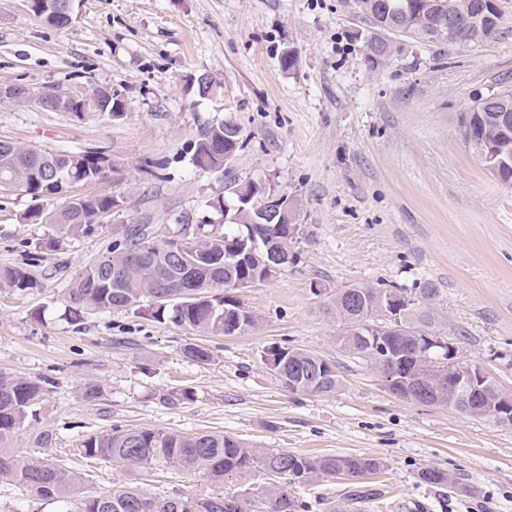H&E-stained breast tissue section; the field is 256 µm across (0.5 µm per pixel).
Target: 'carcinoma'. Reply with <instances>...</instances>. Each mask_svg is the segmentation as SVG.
<instances>
[{
	"instance_id": "1",
	"label": "carcinoma",
	"mask_w": 512,
	"mask_h": 512,
	"mask_svg": "<svg viewBox=\"0 0 512 512\" xmlns=\"http://www.w3.org/2000/svg\"><path fill=\"white\" fill-rule=\"evenodd\" d=\"M414 3L416 9H427L440 4L457 14L464 25L477 22L481 29L479 40L495 36L500 26L495 6L479 11L480 0H358V7L375 29L389 33L406 32L405 7ZM124 99H111L102 104L98 116L112 120L124 115ZM475 129L490 143L511 142L500 128L486 120L478 121ZM245 140L237 134L232 122H215L203 127L195 145L193 165L205 171L224 170V150L239 152ZM118 171L112 154L103 150L51 151L29 148L14 142L0 140V188L17 191L33 201L53 197L63 199L60 208L44 211L39 207L29 211L25 218L54 227L56 236L40 244L46 251H55L63 240L76 239L92 232L103 214L112 211L114 192L109 189L76 197L71 189L85 183L110 184ZM240 181L225 184V193L233 207V220L213 224L207 220L196 225L185 216L176 228L157 232L155 224H136L128 228L121 240H115L101 259L87 265L74 277L63 294L69 315L78 321L87 311H129L158 321L171 322L206 335L229 336L224 327V309L238 311L244 330L256 326V317L245 310L233 289L226 287L231 277L264 280L265 267L258 261L239 264L237 257L259 246L266 251L272 245L277 249L278 269L293 263L297 239L288 235L286 225L262 227L250 237L254 224L253 204L239 202L237 189ZM151 247H145V244ZM171 299L157 301L161 285ZM38 287V280L25 268L0 266V288L23 294ZM190 289L193 297L183 298V290ZM367 290L366 304L353 299L356 290ZM409 302L402 288H377L354 284L336 292L324 308L326 314L345 326L338 343L340 348L355 358L368 361L348 344V326L356 319L348 315L363 312L361 320L369 322L376 315L383 316L399 308V318L407 334L393 340L396 352L406 353L413 346L412 337L420 336L435 326L432 313L424 311L416 320L419 326H410ZM282 353L284 367L279 375L282 382L291 381L292 390L306 394L315 382L312 369L318 357L306 350L290 349L273 343L264 354ZM182 355L198 364L212 361L213 354L205 345L187 343ZM53 382L0 372V482L15 485L33 500L53 501L62 505L60 512H241L247 503L260 512H308L307 502L292 492L327 476L340 473L363 476L384 467L376 458L358 455L306 456L279 448H257L231 436L217 432L182 433L150 428L113 427L105 432L85 437L80 445L83 458L116 463L130 472L153 466H169L199 470L212 480L220 482L226 475L245 477L260 468L267 482L257 488L256 500L247 498L214 497L194 500L179 493L152 495L132 483L115 484L112 488L90 492L87 483L90 474L81 473L66 463L54 459H28L13 448L15 435L36 417L37 407L50 392ZM422 482L434 487H453L456 478L435 468L420 471Z\"/></svg>"
}]
</instances>
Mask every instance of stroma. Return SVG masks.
Wrapping results in <instances>:
<instances>
[{"mask_svg":"<svg viewBox=\"0 0 512 512\" xmlns=\"http://www.w3.org/2000/svg\"><path fill=\"white\" fill-rule=\"evenodd\" d=\"M500 6L493 39L394 34L395 52L373 62L374 28L356 0H81L62 28L25 0H0V84L109 85L125 103L121 120L77 121L0 99V140L109 151L120 167L111 189L125 198L110 223L41 259L36 246L51 228L22 222L30 197L0 194V265L27 268L40 283L24 295L0 290V371L53 382L35 422L53 440L43 448L21 430L18 454L81 467L85 436L115 426L221 432L295 454L384 462L374 475L297 488L309 512L346 505L357 487L371 492L360 512H512V428L397 397L340 350V326L322 312L352 284L405 289L464 361L512 394V188L460 132L477 99L512 89V0ZM202 73L221 84L220 96L188 92ZM215 120L235 122L247 139L219 173L191 164ZM265 177L293 200L302 234L294 264L239 292L254 329L211 336L123 311L77 324L65 315L71 277L130 225L208 218L207 201L228 179ZM189 342L207 345L213 360L184 358ZM272 343L335 364L341 387L288 392L262 359ZM90 385L103 387L99 399L83 397ZM186 388L192 400L167 404ZM425 468L453 474L456 487L423 483ZM124 482L151 494L242 496L264 476L215 484L198 471L140 474L100 461L89 489Z\"/></svg>","mask_w":512,"mask_h":512,"instance_id":"stroma-1","label":"stroma"}]
</instances>
